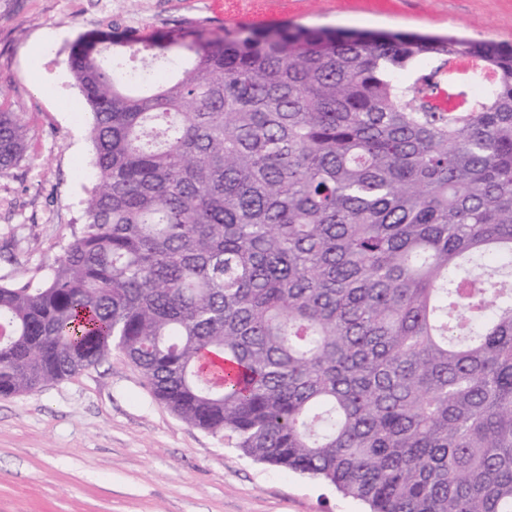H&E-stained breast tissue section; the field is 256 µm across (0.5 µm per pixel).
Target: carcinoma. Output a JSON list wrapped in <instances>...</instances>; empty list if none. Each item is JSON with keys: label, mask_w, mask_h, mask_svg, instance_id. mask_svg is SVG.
<instances>
[{"label": "carcinoma", "mask_w": 512, "mask_h": 512, "mask_svg": "<svg viewBox=\"0 0 512 512\" xmlns=\"http://www.w3.org/2000/svg\"><path fill=\"white\" fill-rule=\"evenodd\" d=\"M68 64L95 184L47 284H0V397L118 350L369 512H512V46L179 24ZM26 152L0 110V175Z\"/></svg>", "instance_id": "cac0c4a2"}]
</instances>
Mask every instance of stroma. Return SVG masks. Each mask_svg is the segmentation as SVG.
<instances>
[{"label":"stroma","mask_w":512,"mask_h":512,"mask_svg":"<svg viewBox=\"0 0 512 512\" xmlns=\"http://www.w3.org/2000/svg\"><path fill=\"white\" fill-rule=\"evenodd\" d=\"M273 26L455 33L512 45V0H0V108L24 116L27 156L0 176V282L39 286L83 224L91 116L71 45L110 25L145 35L215 14ZM0 512H365L333 487L255 461L153 398L120 352L32 392L0 398Z\"/></svg>","instance_id":"35a3bbf8"}]
</instances>
